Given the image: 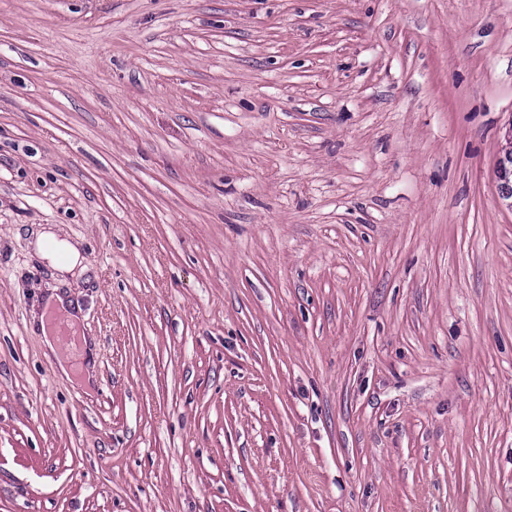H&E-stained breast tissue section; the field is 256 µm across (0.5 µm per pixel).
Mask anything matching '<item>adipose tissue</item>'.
I'll return each instance as SVG.
<instances>
[{"label":"adipose tissue","mask_w":512,"mask_h":512,"mask_svg":"<svg viewBox=\"0 0 512 512\" xmlns=\"http://www.w3.org/2000/svg\"><path fill=\"white\" fill-rule=\"evenodd\" d=\"M30 244L35 254L48 261L55 270L52 282L46 286L43 311L34 315V322L44 327L46 314L51 310L64 312L71 320H78L81 313L78 301L60 289L68 278H79L89 272L78 245L61 238L58 228L53 226H40L32 230ZM42 335L50 353H57V340L51 331L44 327Z\"/></svg>","instance_id":"adipose-tissue-1"}]
</instances>
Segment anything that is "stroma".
<instances>
[{
	"label": "stroma",
	"mask_w": 512,
	"mask_h": 512,
	"mask_svg": "<svg viewBox=\"0 0 512 512\" xmlns=\"http://www.w3.org/2000/svg\"><path fill=\"white\" fill-rule=\"evenodd\" d=\"M511 122L512 0H0V512H512ZM495 172L499 196L512 199V152L506 151L500 155ZM30 245L35 254L49 262L57 272L51 283L46 284L43 307L39 314H33L32 320L39 324L44 343L56 360L59 371L70 378L71 369L67 361L58 354L55 335L48 329L46 317L48 312L62 311L74 322L81 314L78 301L71 295L62 292L60 285L67 282L68 277L80 278L90 272L84 264V257L76 243L60 237L57 227L39 226L31 231Z\"/></svg>",
	"instance_id": "1"
}]
</instances>
